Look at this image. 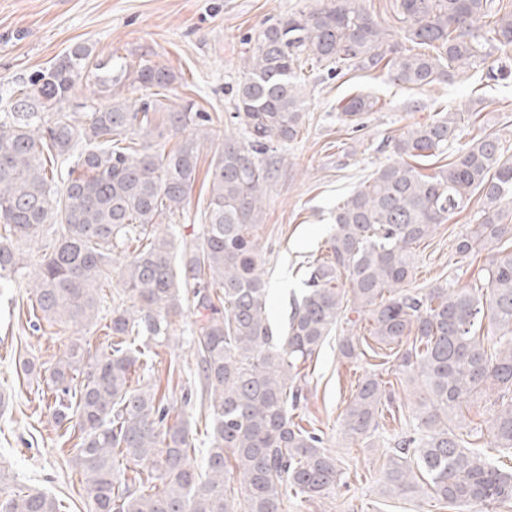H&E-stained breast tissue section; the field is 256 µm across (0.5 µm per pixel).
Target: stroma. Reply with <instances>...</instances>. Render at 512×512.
I'll return each instance as SVG.
<instances>
[{
  "mask_svg": "<svg viewBox=\"0 0 512 512\" xmlns=\"http://www.w3.org/2000/svg\"><path fill=\"white\" fill-rule=\"evenodd\" d=\"M316 0H0V97L17 82L49 68L78 44L95 55L118 53L132 63L163 65L177 80L166 105L194 104L209 113L213 126L243 138L233 122L235 91L243 78L248 41L268 24L288 17ZM508 76L489 78L494 66ZM310 90L299 138L278 152V170L267 191L259 244L265 258L270 294L267 311L283 326L294 299L300 298L309 266L326 252L336 205L379 167L392 161V140L414 123H426L440 112H461L462 141L494 135L512 152V49L491 50L486 59L458 69L453 80L424 88L393 83L381 70L350 69L336 74L326 67L306 70ZM367 94L378 105L360 128L342 123L338 104ZM485 201L471 202L439 224L417 249L415 267L404 287L422 291L455 280L458 286L479 282L484 257L460 259L459 237L472 233L483 219ZM25 269L15 283L0 290V466L6 479L0 490L26 486L54 495L62 512H88L86 494L71 462L68 446L58 438L51 415L40 405L37 384L16 373L19 357H34L53 366L65 351L70 331L33 328L32 295ZM193 316L175 326L171 340L159 348L155 370L170 361L182 369L169 384V403L189 421L198 450L208 446L205 426L195 404L183 396L194 362ZM368 321L339 325L306 370L305 406L340 461L344 476L335 495L326 499H289L288 512H453L431 497L386 496L378 480L386 462V442L406 432L405 424L384 417L370 440L344 438L341 414L359 379L372 373L364 358L341 357L340 336L368 335Z\"/></svg>",
  "mask_w": 512,
  "mask_h": 512,
  "instance_id": "1",
  "label": "stroma"
}]
</instances>
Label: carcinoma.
I'll return each mask as SVG.
<instances>
[{"instance_id":"cac0c4a2","label":"carcinoma","mask_w":512,"mask_h":512,"mask_svg":"<svg viewBox=\"0 0 512 512\" xmlns=\"http://www.w3.org/2000/svg\"><path fill=\"white\" fill-rule=\"evenodd\" d=\"M404 39L391 41L359 0H327L267 25L244 61L232 119L248 140L226 137L207 171L203 224L176 238L168 231L188 211L203 131L212 118L190 104L157 119L176 81L166 67L94 60L83 45L31 76L0 103V281L27 268L22 246L45 240L31 281L33 326L73 330L54 366L19 360L47 386L41 397L55 427L76 434L89 512H283L288 495L327 498L342 472L323 438L296 418L303 369L349 314L372 320L370 338L344 336L345 359L385 358L395 346L399 368L421 390L413 432L394 441L379 478L381 491H426L454 507L512 502V471L485 448L512 452V403L494 412L486 447L462 408L486 391H512V240L501 203L512 205V158L496 136L454 152L424 174L408 162L436 157L457 139L459 113L410 127L393 142L396 160L380 167L336 204L327 252L304 281L287 327L267 312L269 282L257 227L272 180L274 152L295 141L305 123L308 64L341 72L386 70L397 83L427 86L474 62L485 45L512 47V11L495 0H399ZM90 95L75 101L76 90ZM377 100L355 95L341 120L355 127ZM183 135L166 150L165 141ZM77 158L62 175L59 163ZM486 200L475 234L457 239L463 258L487 252L484 288L452 282L410 293L415 246L462 211ZM124 261L120 291L105 293L112 257ZM390 293L383 299L384 293ZM191 310L200 415L210 427L204 466L196 463L187 422L170 416L153 379L155 348ZM507 339L489 351L476 325L483 318ZM97 326L108 343L95 351L82 332ZM394 384L372 373L352 393L343 432L364 440L393 409ZM0 512H60L39 488L0 496Z\"/></svg>"}]
</instances>
